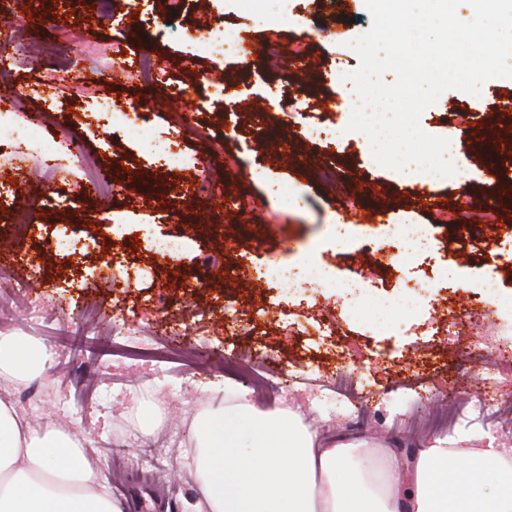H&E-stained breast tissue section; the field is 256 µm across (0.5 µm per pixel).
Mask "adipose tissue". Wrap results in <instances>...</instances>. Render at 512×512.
I'll return each instance as SVG.
<instances>
[{
    "label": "adipose tissue",
    "instance_id": "adipose-tissue-1",
    "mask_svg": "<svg viewBox=\"0 0 512 512\" xmlns=\"http://www.w3.org/2000/svg\"><path fill=\"white\" fill-rule=\"evenodd\" d=\"M53 353L24 336H0V376L44 378ZM224 411L191 421L190 454L202 512H512V453L471 436L434 439L400 478L395 457L369 439L322 441L291 411H263L240 386ZM257 427L249 451L224 428L225 410ZM232 467H225V457ZM0 512H124L83 441L48 423L33 427L0 399Z\"/></svg>",
    "mask_w": 512,
    "mask_h": 512
}]
</instances>
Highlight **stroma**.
<instances>
[{
    "label": "stroma",
    "instance_id": "1",
    "mask_svg": "<svg viewBox=\"0 0 512 512\" xmlns=\"http://www.w3.org/2000/svg\"><path fill=\"white\" fill-rule=\"evenodd\" d=\"M92 0H5L0 5V41L39 48L21 66L0 69V87L8 94L1 104L14 108L16 124L42 114L48 128L67 132L99 156L104 170L124 186L112 201L102 202L84 190L76 161L59 159L70 170L67 185L58 171L47 168L26 146L0 148V305L9 308L4 335L28 336L49 346L55 362L40 381L0 379V395L10 396L17 411L32 423L53 421L84 439L102 467L113 497L128 512H198L200 495L184 459V446L169 444L170 430L188 427L201 409L223 408L224 385L234 381L249 389L254 405L265 411L298 410L322 440L371 438L388 448L397 461L409 463L432 436L424 424L438 396L454 392L462 403L484 401L490 413L481 423L463 421L453 435L512 438V368L493 381L476 367L472 349L484 347L485 363L512 349V311L494 309L480 290L481 282L497 277L512 293V265L502 257L512 252V235L501 225L512 222V201L499 200V180L487 170L484 138H474L467 187L444 181H417L406 187L398 171L379 165L365 148L364 135L348 131L351 115L342 95L347 73L360 65L352 43L372 24L365 0H268L263 15L246 0H205L194 10L197 22H226L251 40L246 48L254 64L244 67L233 55L211 57L179 35L155 39L165 21L161 0H111V15L92 12ZM92 26L88 39L79 31ZM318 63L315 78L290 69L286 61L297 43ZM279 46V58L267 61L265 44ZM152 54L174 80L156 91L143 125L144 138H177L188 158L184 170H171L147 153L141 141L109 134L94 117L98 100L107 98L115 110L140 107L139 81L109 73L117 62ZM50 67L47 82L34 84L31 70ZM208 77L206 94L223 91L233 101L232 114L223 106L201 108L196 93ZM294 99L302 124L327 125L339 141L316 145L301 141L286 123L280 102ZM512 98V79L486 81L479 96L445 90L420 117L430 135L456 139L463 122L502 113ZM224 161L222 181L205 185L196 206L181 191L198 182L210 161L211 149ZM336 169V181L319 182L315 172ZM285 183L297 201L286 206L269 188ZM28 185L23 201L12 196L15 184ZM62 186L67 199L47 209L41 192ZM433 193L434 209L415 203L419 192ZM250 201L236 208L237 195ZM469 203L462 223L436 227L440 239L456 236L455 250L437 248L410 264L407 271L384 269L369 251L390 253L389 243L375 236L365 213L379 212L396 224H433L437 212ZM496 199L499 224L484 227L480 214ZM30 209L35 221L29 234L14 229L18 206ZM348 227L345 245L328 240L331 224ZM478 232H471V225ZM173 233L185 245L172 260L151 253L152 238ZM80 237L84 249L71 255L52 252L57 237ZM313 263L346 277L361 274L369 296L423 293L424 315L410 326L390 331L352 319L334 290L320 285L292 295L257 280L256 268L270 262ZM128 266V285L113 286L112 266ZM448 264L460 270L451 282L426 278V271ZM30 280L19 297L4 283L16 276ZM43 307V325L26 320L29 303ZM272 307V317L253 316V308ZM190 315V333L165 337L170 324ZM241 319L247 332L233 336L230 316ZM332 317L334 333L313 345L312 324ZM126 322L142 341L169 340L172 347L191 346L197 363L172 360L152 367L130 365L121 346L112 342V325ZM250 362V369L222 370L219 354L226 340ZM352 354L341 358L340 344ZM267 374L268 387L251 391V369ZM299 387H286L288 377ZM204 379L197 392H182L189 379ZM346 386L350 401L362 411L357 420L319 404L316 390ZM69 394L79 417L64 418L57 408ZM152 405L159 423L143 434L137 423L140 406ZM149 454L152 467L137 464Z\"/></svg>",
    "mask_w": 512,
    "mask_h": 512
}]
</instances>
